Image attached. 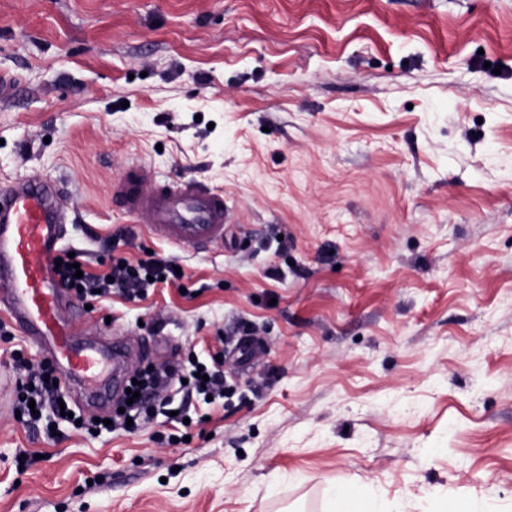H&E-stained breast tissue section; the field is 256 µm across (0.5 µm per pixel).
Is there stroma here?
<instances>
[{
  "instance_id": "stroma-1",
  "label": "stroma",
  "mask_w": 512,
  "mask_h": 512,
  "mask_svg": "<svg viewBox=\"0 0 512 512\" xmlns=\"http://www.w3.org/2000/svg\"><path fill=\"white\" fill-rule=\"evenodd\" d=\"M0 186L55 181L63 249L173 258L180 284L61 315L121 367L219 357L140 430L15 414L0 282V512H512V0H0ZM223 192L170 242L132 163ZM31 458L17 469L19 452ZM355 495L348 488L336 490L332 494L331 512H380L377 511L372 501L366 500V505L362 509L354 508Z\"/></svg>"
}]
</instances>
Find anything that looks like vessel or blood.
<instances>
[{"mask_svg":"<svg viewBox=\"0 0 512 512\" xmlns=\"http://www.w3.org/2000/svg\"><path fill=\"white\" fill-rule=\"evenodd\" d=\"M146 168L131 164L113 196L127 214L149 215L176 243L220 242L224 238V196L195 180L166 183L150 195L136 191ZM65 199L53 181L23 178L0 188V280L10 282L8 306L16 327L59 367L64 383L88 378L104 354L74 342L60 318L61 290L52 260L64 236Z\"/></svg>","mask_w":512,"mask_h":512,"instance_id":"vessel-or-blood-1","label":"vessel or blood"}]
</instances>
